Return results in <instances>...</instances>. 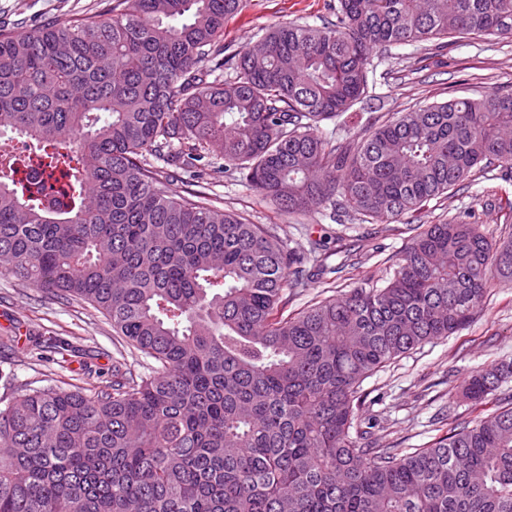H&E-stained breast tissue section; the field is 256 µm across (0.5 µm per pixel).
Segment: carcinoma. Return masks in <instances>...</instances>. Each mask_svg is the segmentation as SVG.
<instances>
[{"instance_id": "carcinoma-1", "label": "carcinoma", "mask_w": 512, "mask_h": 512, "mask_svg": "<svg viewBox=\"0 0 512 512\" xmlns=\"http://www.w3.org/2000/svg\"><path fill=\"white\" fill-rule=\"evenodd\" d=\"M241 3L114 0L0 25V127L57 148L34 154L52 172L79 161L46 185L17 180L15 157L0 169V275L92 305L160 364L0 399V512H512V407L404 455L360 413L364 380L512 280V237L470 215L422 224L384 285L286 315V291L324 263L147 162L200 177L216 160L274 208L337 224L411 217L479 174L508 183L512 93L371 114L352 139L322 124L368 97L374 51L512 38V0H338L335 22L281 23L239 51L224 23ZM32 345L60 364L78 352ZM509 378L512 361L493 363L462 396Z\"/></svg>"}]
</instances>
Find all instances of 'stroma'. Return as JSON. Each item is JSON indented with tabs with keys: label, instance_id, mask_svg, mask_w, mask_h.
Instances as JSON below:
<instances>
[{
	"label": "stroma",
	"instance_id": "1",
	"mask_svg": "<svg viewBox=\"0 0 512 512\" xmlns=\"http://www.w3.org/2000/svg\"><path fill=\"white\" fill-rule=\"evenodd\" d=\"M108 0H0V22L36 28L66 23L85 13L102 12ZM336 0H244L242 10L224 26V41L241 50L257 42L272 26L295 22L320 26L334 21ZM512 92V39L472 36L436 50L433 42L380 50L369 73V93L381 111L403 112L425 102L451 97L478 99L493 92ZM173 190L204 195L220 209L243 214L267 225L284 246L309 254L325 247L329 265L340 273L297 288L288 295L287 310L297 313L313 302L337 297L349 288L382 283L395 257L414 234L403 222L340 225L320 214L289 215L268 205L252 191L243 173L207 171L201 177L173 182ZM512 196V184L479 178L460 190L429 201L417 218L421 224H442L466 212L475 213L485 232L499 239L512 235V213L492 205L493 195ZM0 336L14 344L0 348V396L14 387L65 389L105 386L112 371L134 375L149 372L153 359L113 335L109 322L93 307L63 300L46 289L10 275H0ZM33 336H55L89 350L97 368L86 376L82 357L66 367L37 356ZM512 360V281H496L480 316L458 335L426 344L387 364L362 384V411L376 419V445L403 451L426 448L439 438L484 415L481 407L459 401L465 379L495 360Z\"/></svg>",
	"mask_w": 512,
	"mask_h": 512
}]
</instances>
